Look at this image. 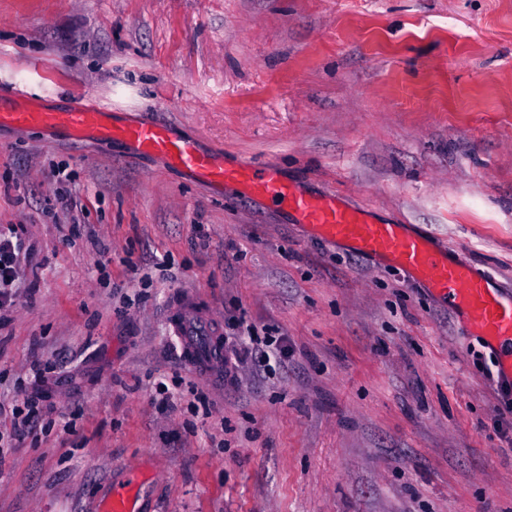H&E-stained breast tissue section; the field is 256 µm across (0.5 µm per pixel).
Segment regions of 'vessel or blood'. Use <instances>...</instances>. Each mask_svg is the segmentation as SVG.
<instances>
[{"label": "vessel or blood", "instance_id": "b4317fda", "mask_svg": "<svg viewBox=\"0 0 512 512\" xmlns=\"http://www.w3.org/2000/svg\"><path fill=\"white\" fill-rule=\"evenodd\" d=\"M104 102L74 100L63 110L27 103L17 90L0 98V127L65 130L70 138L89 142L121 141L137 153L163 158L192 180L211 188L239 185L246 194L288 209L297 223L323 240L349 245L358 253L389 263L409 274L447 302L470 336L484 340L496 356L500 380L512 382V295L471 264L449 258L446 247L400 223H377L366 209L333 194H312L285 182L276 167L224 164L223 157L202 152L166 122L137 119L115 125ZM184 362L196 374L218 380L224 368V341L211 317L190 297L180 298L170 315ZM143 475L127 471L105 504V512H138Z\"/></svg>", "mask_w": 512, "mask_h": 512}]
</instances>
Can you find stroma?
Listing matches in <instances>:
<instances>
[{"instance_id": "1", "label": "stroma", "mask_w": 512, "mask_h": 512, "mask_svg": "<svg viewBox=\"0 0 512 512\" xmlns=\"http://www.w3.org/2000/svg\"><path fill=\"white\" fill-rule=\"evenodd\" d=\"M0 87L144 114L449 247L512 294V0H0ZM71 206L48 211L55 169ZM33 248L0 313V512H512L492 351L409 275L124 142L0 128V225ZM213 313L236 380L183 362ZM286 338L260 366L244 325ZM167 386L169 400L158 395ZM170 325L181 344L186 365L203 378L218 380L226 363L224 340L218 336L211 317L198 310L195 300L187 296L175 304ZM35 403L36 401L33 399H27V401L24 402L27 407H30L26 409L27 412L17 405L12 406L11 411L12 414L15 415L13 431L6 438L4 435L1 436L0 434L1 448H14L13 446L16 442L24 440L36 429L40 414L38 410L34 409V407H36V405H34ZM143 474L137 470H129L123 482L114 486L112 496L108 498L106 512H138V490L143 483Z\"/></svg>"}]
</instances>
